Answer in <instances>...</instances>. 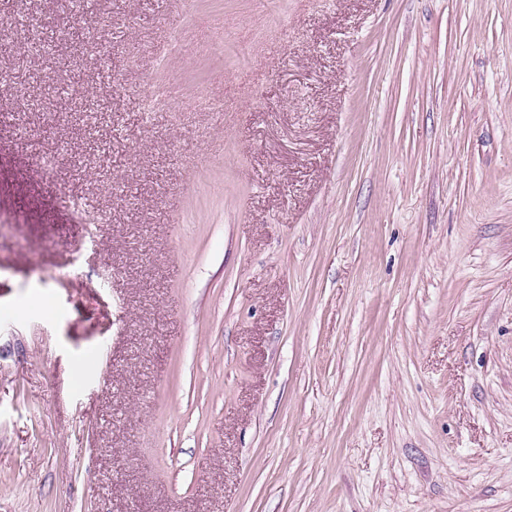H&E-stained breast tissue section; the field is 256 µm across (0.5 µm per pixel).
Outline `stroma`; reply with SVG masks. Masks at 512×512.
Returning <instances> with one entry per match:
<instances>
[{
  "label": "stroma",
  "instance_id": "1",
  "mask_svg": "<svg viewBox=\"0 0 512 512\" xmlns=\"http://www.w3.org/2000/svg\"><path fill=\"white\" fill-rule=\"evenodd\" d=\"M90 3L0 20V512H512V0Z\"/></svg>",
  "mask_w": 512,
  "mask_h": 512
}]
</instances>
